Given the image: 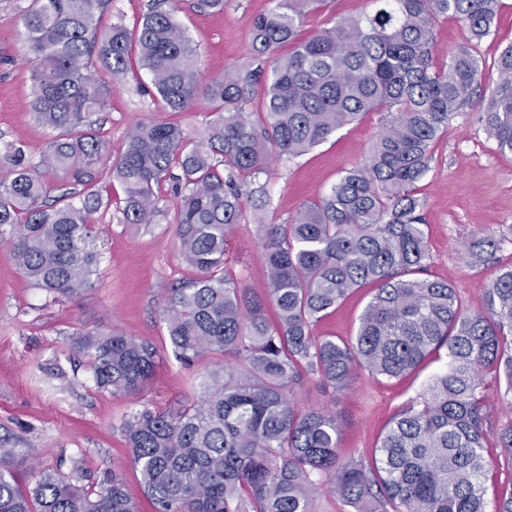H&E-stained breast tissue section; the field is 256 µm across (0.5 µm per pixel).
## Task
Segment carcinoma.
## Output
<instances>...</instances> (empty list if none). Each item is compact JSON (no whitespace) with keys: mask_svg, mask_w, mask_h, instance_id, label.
Here are the masks:
<instances>
[{"mask_svg":"<svg viewBox=\"0 0 512 512\" xmlns=\"http://www.w3.org/2000/svg\"><path fill=\"white\" fill-rule=\"evenodd\" d=\"M110 2L34 0L22 18L29 106L57 135L37 164L19 143L0 144V164L9 167L0 180V242L55 300L93 286L100 259L93 215L112 203L96 191L51 186L39 173L93 181L108 148L90 117L105 110L110 90L92 70L100 64L123 76L134 38L166 109H187L200 86L198 50L166 0L152 2L133 34L100 26ZM322 2L271 0L252 21L256 55L292 46L272 61L261 112L246 111L261 70H238L208 85L203 140L173 123L139 122L111 164L124 188L125 224L155 223L165 208L154 186L175 183L179 251L196 276L166 298V336L183 367L215 351L225 357L193 403L144 405L124 420L131 465L154 512H312L313 496L325 491L356 512H512V495L486 501L483 383L494 372L512 391V269L486 288L483 311L464 309L455 288L423 277L427 239L415 194L433 145L472 105L482 71L467 48L435 64L434 19L452 15L480 40L498 0H373V13L300 39L302 21ZM497 70L481 120L499 151L512 154V45ZM373 111L386 120L367 162L292 223L263 225L267 295L242 292L228 272L227 241L255 193L244 179L263 173L272 155L297 157ZM366 284L375 292L355 341L315 339L312 327ZM72 347L91 361L97 388L113 394L142 392L158 358L151 344L112 331L84 333ZM443 348L445 367L396 414L367 463L340 458L335 412L302 410L291 398L307 374L343 391L359 368L396 379ZM496 435L512 462V419ZM28 461V452L0 444V512H140L120 469L91 487L42 469L26 488L18 474Z\"/></svg>","mask_w":512,"mask_h":512,"instance_id":"carcinoma-1","label":"carcinoma"}]
</instances>
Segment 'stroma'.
<instances>
[{"instance_id":"obj_1","label":"stroma","mask_w":512,"mask_h":512,"mask_svg":"<svg viewBox=\"0 0 512 512\" xmlns=\"http://www.w3.org/2000/svg\"><path fill=\"white\" fill-rule=\"evenodd\" d=\"M196 3L176 0L175 17L199 48L204 80L253 66L250 26L269 8V0H224L223 10L205 13ZM501 3L491 33L475 44L469 27L452 16H439L434 24L436 64L448 62L466 45L480 59L476 100L489 97L497 80L496 62L512 45V0ZM32 6V0H0V142L23 144L36 162L46 153L53 133L27 105L31 64L22 40V16ZM374 7L373 0H326L307 16L300 33L310 37L330 20L357 17ZM129 56L132 64L121 79H113L102 67L94 72L99 82L111 87L107 108L94 117L109 152L97 166L96 187L113 200L94 217L101 252L94 288L53 300L18 271L8 248L0 245V437L10 447L35 449L40 467L76 475L83 484L100 479L107 467L120 465L128 494L142 512H151L140 476L130 465L122 421L142 402L173 409L195 401L200 376L223 365L224 356L210 354L188 369L173 359L169 348L161 307L170 288L195 275L179 255L173 224L177 199L171 182L155 188L165 214L156 223L137 226L122 222L115 202L123 198V188L108 177L111 159L123 151L138 122L175 121L198 141L209 121V102L202 96L185 111L164 110L148 71L136 62L137 50H130ZM383 119V113H366L300 157L271 159L268 172L251 181V188L263 190L269 204L248 211L233 229L230 272L238 288L252 296L265 295L262 225L290 223L345 171L361 166ZM433 151L430 170L416 184L429 246L426 275L451 284L465 306L478 312L484 307L487 286L512 269V155L497 151L476 105L456 115ZM476 252L482 254L481 262L473 261ZM372 294L369 286L351 292L314 327L315 338L353 340ZM110 330L152 343L161 357L140 396L97 389L86 358L71 347L78 334ZM444 364V358L431 356L400 380L362 369L350 389L336 393L323 391L316 378L309 377L295 388L293 398L303 409H332L342 430L340 456L366 462L391 418ZM484 383L489 404L486 495L494 500L512 495V468L495 437L500 421L512 417V393L493 373H485Z\"/></svg>"}]
</instances>
